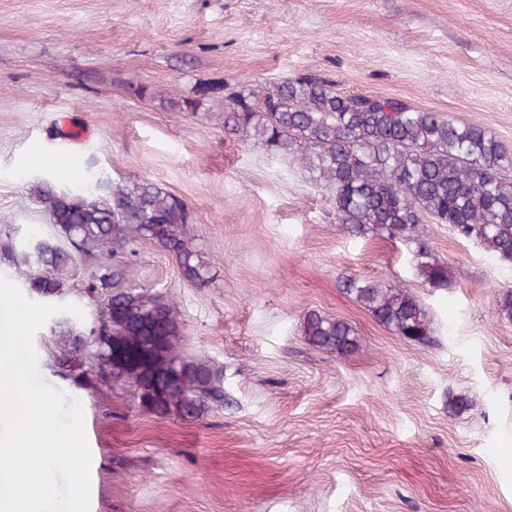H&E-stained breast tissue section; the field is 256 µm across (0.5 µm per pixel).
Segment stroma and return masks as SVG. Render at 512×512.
Here are the masks:
<instances>
[{
    "mask_svg": "<svg viewBox=\"0 0 512 512\" xmlns=\"http://www.w3.org/2000/svg\"><path fill=\"white\" fill-rule=\"evenodd\" d=\"M309 74L512 148V0H0V276L18 278L7 248L51 230L38 177L72 160L185 200L211 267L199 288L154 244L131 258L134 286L177 302L187 352L224 368L230 404L204 419L76 385L48 328L34 338L41 377L84 408L90 512H512V263L429 219L454 279L425 284L406 243L337 223L299 156L225 137L223 97L191 117L126 91ZM352 274L409 288L436 345L387 331L341 288ZM311 310L362 348H313Z\"/></svg>",
    "mask_w": 512,
    "mask_h": 512,
    "instance_id": "1",
    "label": "stroma"
}]
</instances>
